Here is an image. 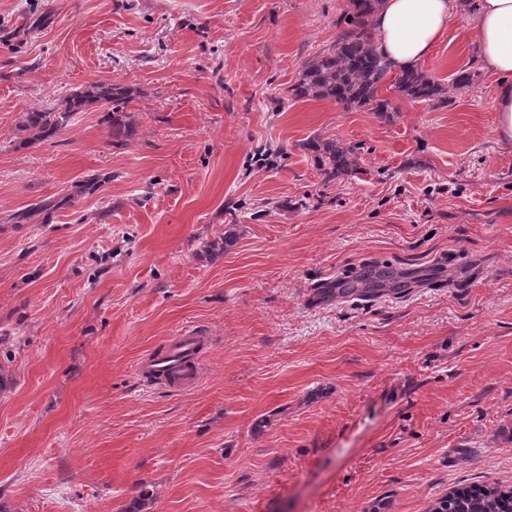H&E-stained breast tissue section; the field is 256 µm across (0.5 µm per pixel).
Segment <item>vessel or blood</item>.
Wrapping results in <instances>:
<instances>
[{"label": "vessel or blood", "mask_w": 512, "mask_h": 512, "mask_svg": "<svg viewBox=\"0 0 512 512\" xmlns=\"http://www.w3.org/2000/svg\"><path fill=\"white\" fill-rule=\"evenodd\" d=\"M206 342L195 330L179 332L170 341L165 351L149 357L139 365V373L148 380L165 382L173 386L189 389L196 383L192 363L198 351Z\"/></svg>", "instance_id": "1"}]
</instances>
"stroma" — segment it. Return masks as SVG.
Returning <instances> with one entry per match:
<instances>
[{
  "label": "stroma",
  "instance_id": "35a3bbf8",
  "mask_svg": "<svg viewBox=\"0 0 512 512\" xmlns=\"http://www.w3.org/2000/svg\"><path fill=\"white\" fill-rule=\"evenodd\" d=\"M348 5L0 0V512H429L512 482V145L477 14L420 63L476 71L445 103L288 97ZM96 81L135 89V137L94 103L20 147ZM368 270L414 284L316 301ZM185 327L197 384L141 381ZM307 146L308 149L318 153L320 167L329 178L344 175L357 166L356 156H353L354 149L350 146L344 147L336 141L320 143L318 140L309 142Z\"/></svg>",
  "mask_w": 512,
  "mask_h": 512
}]
</instances>
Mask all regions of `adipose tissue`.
Here are the masks:
<instances>
[{"label": "adipose tissue", "mask_w": 512, "mask_h": 512, "mask_svg": "<svg viewBox=\"0 0 512 512\" xmlns=\"http://www.w3.org/2000/svg\"><path fill=\"white\" fill-rule=\"evenodd\" d=\"M453 8V0H383L374 17L382 51L400 68L420 62L447 32ZM477 42L497 80V132L512 143V0H482Z\"/></svg>", "instance_id": "ef3b65f1"}]
</instances>
